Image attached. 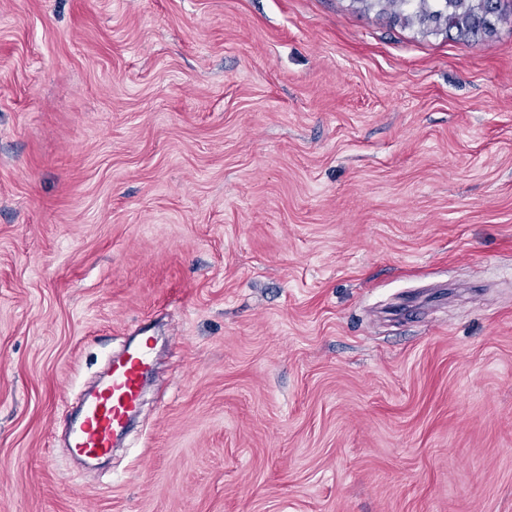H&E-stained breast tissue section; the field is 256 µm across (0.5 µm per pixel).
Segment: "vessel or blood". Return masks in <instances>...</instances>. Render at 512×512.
Listing matches in <instances>:
<instances>
[{
    "instance_id": "b4317fda",
    "label": "vessel or blood",
    "mask_w": 512,
    "mask_h": 512,
    "mask_svg": "<svg viewBox=\"0 0 512 512\" xmlns=\"http://www.w3.org/2000/svg\"><path fill=\"white\" fill-rule=\"evenodd\" d=\"M153 343L143 340L110 362L107 374L87 395L70 425L69 446L87 460L111 454L136 412L144 380L152 367Z\"/></svg>"
}]
</instances>
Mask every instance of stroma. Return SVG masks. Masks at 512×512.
I'll use <instances>...</instances> for the list:
<instances>
[{"mask_svg": "<svg viewBox=\"0 0 512 512\" xmlns=\"http://www.w3.org/2000/svg\"><path fill=\"white\" fill-rule=\"evenodd\" d=\"M0 512H512V21L0 0ZM153 343L148 337L113 359L94 392L70 425L69 447L87 460L109 456L136 412L144 380L151 373Z\"/></svg>", "mask_w": 512, "mask_h": 512, "instance_id": "stroma-1", "label": "stroma"}]
</instances>
